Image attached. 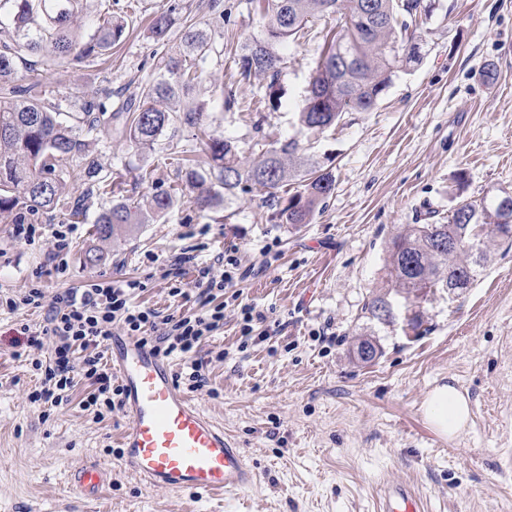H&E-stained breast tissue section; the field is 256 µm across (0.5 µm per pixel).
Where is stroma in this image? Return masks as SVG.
Instances as JSON below:
<instances>
[{
  "label": "stroma",
  "instance_id": "1",
  "mask_svg": "<svg viewBox=\"0 0 512 512\" xmlns=\"http://www.w3.org/2000/svg\"><path fill=\"white\" fill-rule=\"evenodd\" d=\"M431 12L418 33L421 59L398 71L368 112L346 113L323 133H300L298 109L321 59L322 34L335 16L313 19L308 36L283 53L276 109L228 112L222 91L257 104L267 83H238L241 45L264 34V20L249 0H221L224 25L215 27L210 0H112V14L127 23L110 59L91 67L24 53L20 83L39 79V91L70 109L81 99L136 102L142 86L182 51L186 23L210 30L213 51L191 92L206 103L207 133L235 140L244 162L261 145L297 134L309 165L330 170L333 193L310 223H281L264 203L266 191L225 197L200 209L195 190L175 177L181 158L210 171V153L194 128L175 125L156 150L141 154L115 129L94 144L111 179L131 200L158 189L174 203L157 221L132 234L97 242L92 224L78 225L58 265L48 264L65 213L44 215L35 243L16 238L0 222V298H20L40 286L47 296L112 279H138L136 305L163 314L200 310L196 273L163 278L185 251L213 264L235 256L233 290L264 312L266 340L241 333L238 309L204 350H224L207 362L205 389L193 399L233 436L257 478L245 491L216 501L188 492L151 489L126 472L112 450L126 424L121 410L98 415L83 409L88 388L78 382L52 407L31 402L40 385L33 359L49 358L52 343L29 345L21 324L43 325L41 309L0 308V512H379L392 483L410 485L426 512H512V251L486 237L487 260L471 288L438 290L422 302L420 335L407 334L403 310L392 322L369 318L365 305L388 295L389 239L407 224L447 218L460 200L479 202L512 193V0H427ZM177 4V23L154 41L151 20ZM102 246L105 262L82 255ZM181 295H172L173 286ZM370 336L379 354L362 363L357 337ZM441 383L466 392L471 422L448 439L428 425L421 405ZM107 468L95 495L81 497L67 484L86 463Z\"/></svg>",
  "mask_w": 512,
  "mask_h": 512
}]
</instances>
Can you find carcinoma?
Instances as JSON below:
<instances>
[{
    "label": "carcinoma",
    "mask_w": 512,
    "mask_h": 512,
    "mask_svg": "<svg viewBox=\"0 0 512 512\" xmlns=\"http://www.w3.org/2000/svg\"><path fill=\"white\" fill-rule=\"evenodd\" d=\"M255 2L265 19V33L240 47L238 75L269 80L272 107L282 61L279 49L305 36L314 18L338 14L343 20L328 40L301 103L298 121L303 129L323 132L347 112L371 111L395 72L418 60L417 46L406 44L405 37L414 35L427 12L424 0ZM80 8L81 0H0V15L12 21V37L0 42V221L38 224L43 215L63 209L71 223H86L85 199L64 192L69 179L87 186L88 196L111 191L112 204L93 221L94 234L105 242L165 213L173 196L155 191L142 206H131L102 176L104 167L89 137L99 126L119 119L117 134L147 152L176 122L199 125L204 105L185 109L181 103L200 78L199 66L212 41L206 31L187 26L182 33L184 58L170 60L167 75L146 83L136 105L124 103L111 111L105 101L89 98L64 112L35 91L38 83H17L16 62L27 51L46 50L60 60L92 63L111 54L125 32L124 21L112 19V0H105L103 22L81 38L73 32ZM176 10L172 4L157 12L151 25L156 40L168 36ZM204 145L215 162L212 171L204 173L186 163L177 169V178L198 190L195 201L202 210L254 185L275 200L298 177L302 189L288 197L279 215L287 224H307L334 190L331 173L305 167L294 136L267 148L249 165L241 161L230 138L210 136ZM478 227L512 245V213L502 212L497 198L480 206L461 201L444 223L406 225L392 239L386 259L395 294L414 306L441 288L453 294L471 287L486 261L474 234Z\"/></svg>",
    "instance_id": "cac0c4a2"
}]
</instances>
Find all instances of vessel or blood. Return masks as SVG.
Returning a JSON list of instances; mask_svg holds the SVG:
<instances>
[{
  "label": "vessel or blood",
  "mask_w": 512,
  "mask_h": 512,
  "mask_svg": "<svg viewBox=\"0 0 512 512\" xmlns=\"http://www.w3.org/2000/svg\"><path fill=\"white\" fill-rule=\"evenodd\" d=\"M108 354L128 417L118 443L124 470L146 486L201 498L254 483L242 448L180 389L167 360L129 336L111 337ZM106 478L101 465L84 464L72 471L70 486L92 495ZM380 512H421V500L411 488L395 485L385 491Z\"/></svg>",
  "instance_id": "b4317fda"
}]
</instances>
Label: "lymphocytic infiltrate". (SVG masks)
<instances>
[{"label": "lymphocytic infiltrate", "instance_id": "lymphocytic-infiltrate-1", "mask_svg": "<svg viewBox=\"0 0 512 512\" xmlns=\"http://www.w3.org/2000/svg\"><path fill=\"white\" fill-rule=\"evenodd\" d=\"M226 269L214 275L210 265L197 263L195 255L184 253L176 256L164 275L180 277L185 266L194 267L198 296L205 305L199 313L176 317L161 315L159 311L134 305L133 299L143 284L137 279H115L91 284L86 288H72L46 300L43 289L32 288L21 300L6 299L8 309L25 305L34 309L48 308L46 323L40 332H32L29 325H22L33 345L43 339L55 343L54 356L49 361H34L41 373L42 387L33 391L31 400L59 405L75 386L77 379L89 380L93 386L83 399V407L112 409L115 396L122 389L107 369L104 349L112 334L113 324H121L128 335L151 346L157 353L168 357L180 356L184 361L182 372L190 389L206 386L203 362L197 357L206 336L224 324V307L217 304V294L232 286L235 279L232 257H224ZM84 350L81 363H74V349Z\"/></svg>", "mask_w": 512, "mask_h": 512}]
</instances>
